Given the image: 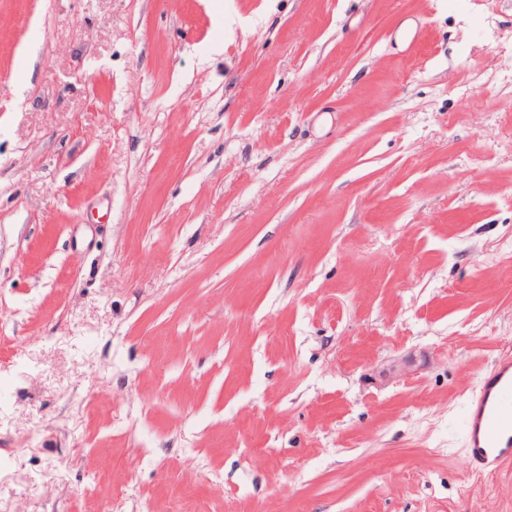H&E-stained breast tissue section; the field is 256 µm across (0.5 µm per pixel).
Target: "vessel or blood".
I'll list each match as a JSON object with an SVG mask.
<instances>
[{"mask_svg": "<svg viewBox=\"0 0 512 512\" xmlns=\"http://www.w3.org/2000/svg\"><path fill=\"white\" fill-rule=\"evenodd\" d=\"M464 430L471 469L492 475L512 466V356L500 357L469 403Z\"/></svg>", "mask_w": 512, "mask_h": 512, "instance_id": "b4317fda", "label": "vessel or blood"}]
</instances>
